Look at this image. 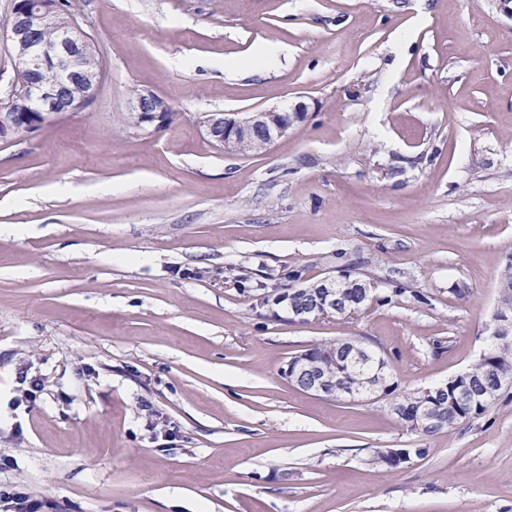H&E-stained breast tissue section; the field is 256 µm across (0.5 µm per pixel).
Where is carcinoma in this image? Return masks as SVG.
<instances>
[{
	"label": "carcinoma",
	"instance_id": "1",
	"mask_svg": "<svg viewBox=\"0 0 512 512\" xmlns=\"http://www.w3.org/2000/svg\"><path fill=\"white\" fill-rule=\"evenodd\" d=\"M58 20L50 22L39 30L41 40L53 42L57 39L58 22L73 14L70 0H58ZM347 268L344 280L351 285V294L358 299L359 310H367L374 303L391 301V297H381L375 289H370L366 296L359 295L366 276L357 272L356 263H345ZM500 297L492 313V322L512 321V258H508L499 275ZM317 300L314 289L302 286L288 289V310L294 312ZM355 348L354 339L344 338L336 341L318 343L311 348L310 368L320 372L332 381L336 394L334 399L355 398L376 391L380 396L394 395L397 384L392 381L387 371V363L375 352L364 349L361 360H351ZM512 375V343H494L478 359L459 375L448 380V387L438 396L441 410L448 419L434 428L420 430L424 435L435 434L444 430H462L470 423L484 416L495 404V400H485L483 395L493 389L495 372Z\"/></svg>",
	"mask_w": 512,
	"mask_h": 512
}]
</instances>
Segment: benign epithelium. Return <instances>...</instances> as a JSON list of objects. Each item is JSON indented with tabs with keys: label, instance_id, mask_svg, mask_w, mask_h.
I'll use <instances>...</instances> for the list:
<instances>
[{
	"label": "benign epithelium",
	"instance_id": "benign-epithelium-1",
	"mask_svg": "<svg viewBox=\"0 0 512 512\" xmlns=\"http://www.w3.org/2000/svg\"><path fill=\"white\" fill-rule=\"evenodd\" d=\"M13 14L16 23L8 34L17 61V78L0 104L6 111L0 114V140L12 139V134L26 128L33 130L52 117L66 112L88 108L94 102L102 82V74L91 66L96 57L93 42L82 29L77 17L70 18L60 27L59 38L48 44L38 37L42 26L56 16L54 0H15ZM54 69L62 74L55 83L46 82L41 73ZM82 86L78 103L65 94L70 86ZM130 118L136 131H156L169 122L170 105L151 91H141L131 99ZM303 118V113L292 112L281 115L277 110L251 112L243 117H229L213 113L203 120L206 137L226 153H234L238 140L256 131L262 132L257 140L258 150L267 151L274 141L283 136L294 123ZM335 277L320 281L325 297L315 313L323 318L336 314V303L343 297L336 292ZM304 391L315 396L326 394L323 377L306 371ZM438 388L422 390L419 402L418 425L434 422L428 401L434 399Z\"/></svg>",
	"mask_w": 512,
	"mask_h": 512
}]
</instances>
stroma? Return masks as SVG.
I'll return each mask as SVG.
<instances>
[{
  "instance_id": "1",
  "label": "stroma",
  "mask_w": 512,
  "mask_h": 512,
  "mask_svg": "<svg viewBox=\"0 0 512 512\" xmlns=\"http://www.w3.org/2000/svg\"><path fill=\"white\" fill-rule=\"evenodd\" d=\"M72 3L94 103L0 141V486L77 512H512V388L428 436L390 398L283 375L352 336L409 393L486 348L512 255V0ZM134 87L167 126L125 125ZM274 108L306 116L248 157L200 124ZM341 251L431 305L290 321L285 293ZM378 448L425 454L386 469Z\"/></svg>"
}]
</instances>
